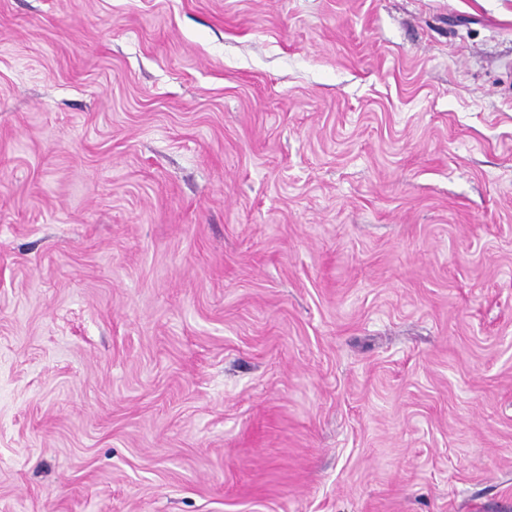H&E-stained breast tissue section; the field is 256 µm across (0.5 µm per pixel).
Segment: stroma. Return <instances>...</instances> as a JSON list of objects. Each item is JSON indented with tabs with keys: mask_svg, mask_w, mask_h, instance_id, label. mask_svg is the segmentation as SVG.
<instances>
[{
	"mask_svg": "<svg viewBox=\"0 0 512 512\" xmlns=\"http://www.w3.org/2000/svg\"><path fill=\"white\" fill-rule=\"evenodd\" d=\"M0 512H512V0H0Z\"/></svg>",
	"mask_w": 512,
	"mask_h": 512,
	"instance_id": "obj_1",
	"label": "stroma"
}]
</instances>
